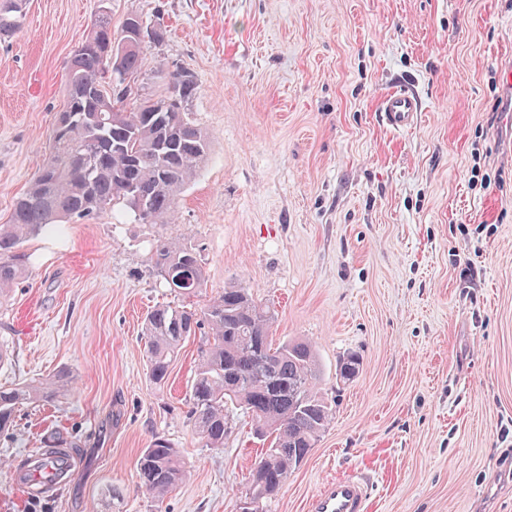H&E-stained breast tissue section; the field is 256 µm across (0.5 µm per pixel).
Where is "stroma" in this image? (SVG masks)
<instances>
[{
  "instance_id": "obj_1",
  "label": "stroma",
  "mask_w": 512,
  "mask_h": 512,
  "mask_svg": "<svg viewBox=\"0 0 512 512\" xmlns=\"http://www.w3.org/2000/svg\"><path fill=\"white\" fill-rule=\"evenodd\" d=\"M165 29L138 85L183 70L210 138L171 224L122 208L23 245L0 297V387L58 382L0 437V512H239L263 447L230 409L222 449L189 418L198 339L164 386L144 356L147 310L174 302L157 239L194 243L201 309L225 287L274 306V343L309 340L333 417L264 512H307L324 482L368 481V512H512V0H24L0 39V224L42 165L65 69L99 12ZM422 107L396 132L381 100ZM355 353L350 381L336 363ZM56 435L74 475L49 497L14 481ZM189 478L157 501L137 478L155 437Z\"/></svg>"
}]
</instances>
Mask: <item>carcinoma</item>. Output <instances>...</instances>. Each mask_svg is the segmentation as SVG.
I'll list each match as a JSON object with an SVG mask.
<instances>
[{
    "label": "carcinoma",
    "mask_w": 512,
    "mask_h": 512,
    "mask_svg": "<svg viewBox=\"0 0 512 512\" xmlns=\"http://www.w3.org/2000/svg\"><path fill=\"white\" fill-rule=\"evenodd\" d=\"M22 0H0V38L17 29ZM140 40L112 51L110 17L99 14L82 46L74 51L65 73L64 106L76 119L62 124V112L49 134V152L26 191L17 199L9 220L0 224V294L26 276L25 240L77 218L93 217L121 204L142 224L172 222L179 196L210 157L207 134L194 125L188 109L151 112L147 101L124 90L129 76L142 73L149 48L164 34L141 22ZM100 91L94 93L90 84ZM198 93L194 79L168 74V91L191 103ZM145 196L147 215L128 202L126 188ZM153 267L171 291L190 296L203 286L200 250L190 241L163 238L153 248ZM275 309L256 302L245 288L229 287L198 311L185 305L161 304L144 320L143 336L150 376L166 383L172 362L196 330L206 329L188 395L190 419L208 448L224 447L228 409L244 410L256 426L255 435L269 441L249 473L250 500L271 501L288 475L310 454L329 425L331 407L319 392L321 367L312 344L293 341L273 346L269 336ZM360 358L340 360L336 375L349 380ZM50 386L23 385L0 390V434L13 427L25 404L49 402ZM69 455L67 443L44 442L34 456L39 478L44 466ZM139 484L163 498L188 478L177 449L155 438L137 462Z\"/></svg>",
    "instance_id": "carcinoma-1"
}]
</instances>
